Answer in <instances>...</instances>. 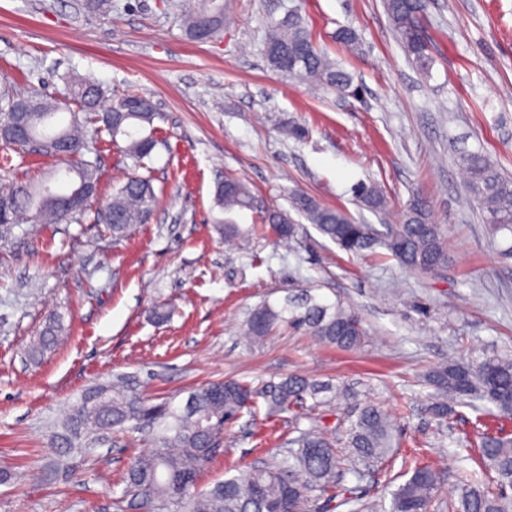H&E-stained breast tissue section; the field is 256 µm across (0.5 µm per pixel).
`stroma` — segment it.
Listing matches in <instances>:
<instances>
[{
  "mask_svg": "<svg viewBox=\"0 0 512 512\" xmlns=\"http://www.w3.org/2000/svg\"><path fill=\"white\" fill-rule=\"evenodd\" d=\"M82 0H0V88L53 94L68 74L92 77L105 103L126 93L156 102L157 146L148 163L158 199L147 223L114 242L93 214L71 224H24L0 243V512H116L132 454L149 442L113 433L59 458L50 439L91 385L136 375L148 395L184 405L208 381L261 382L298 374L349 386L392 413L402 454L441 473L440 500L477 465L456 453L475 413L441 426L425 410L423 376L452 358L512 355V260L500 257L476 205L463 204L460 149H483L512 175V0H423L434 63L421 73L398 44L383 0H224L230 22L201 43L186 36L179 0H113L104 18ZM299 9L317 47L359 86V97L273 70L261 53L271 22ZM353 29L359 46L337 40ZM99 150L104 205L136 170L106 133ZM246 181L257 210L290 209L303 190L356 221L392 222L413 193L431 203L453 243L447 272L424 279L382 248L351 256L296 216L295 237L230 245L215 227L214 188ZM375 183L387 214L356 200ZM314 289L357 310L365 345L343 350L282 327L258 345L248 313ZM173 314L156 322V305ZM63 339L38 359L28 351L50 322ZM346 408L311 418L244 414L199 485L275 461L277 440L317 424L339 427Z\"/></svg>",
  "mask_w": 512,
  "mask_h": 512,
  "instance_id": "obj_1",
  "label": "stroma"
}]
</instances>
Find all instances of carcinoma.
<instances>
[{
	"instance_id": "carcinoma-1",
	"label": "carcinoma",
	"mask_w": 512,
	"mask_h": 512,
	"mask_svg": "<svg viewBox=\"0 0 512 512\" xmlns=\"http://www.w3.org/2000/svg\"><path fill=\"white\" fill-rule=\"evenodd\" d=\"M396 39L423 73H429L432 56L422 26L421 0H384ZM90 15L112 11V0H83ZM224 0H190L184 10L186 35L204 41L224 29ZM263 54L276 71L296 75L303 81L339 92L351 90L352 78L332 64L313 42L301 17L289 13L266 33ZM64 98L78 111L63 117L62 103L38 91L6 89L0 95V143L27 151L34 145L42 154L58 158L60 166L42 182L20 179L10 172L0 174V239L11 236L23 221L68 224L81 219L97 197L99 156H86L84 140L87 117H94L99 130L112 141L121 137L124 152L139 167L157 145L153 127L158 115L151 98L126 94L116 106L101 110L104 91L89 77L65 79ZM459 164L466 174L467 199L482 211V220L492 235L512 236V177H506L482 151H463ZM356 198L375 212L387 210L388 201L375 184L360 183ZM255 195L236 177H226L215 191V205L230 213L252 210ZM157 202L152 178L130 175L113 191L104 208L96 213L112 237L120 240L138 224L148 220ZM291 207L304 215L316 230L348 255H359L375 245L384 247L406 270L436 277L449 264L448 225L434 221L428 201L416 194L401 212L398 222L379 231L361 224L341 209L324 207L313 196L296 191ZM263 223L281 240L296 233L290 214L269 210ZM226 239L248 241L261 232L256 224H220ZM279 324L305 331L316 341L353 350L362 347L368 332L358 314L340 302L327 304L307 290L280 307L264 304L253 309L245 321V335L252 342L270 336ZM62 331L60 324L43 329L31 348L41 355L54 348ZM435 394L427 412L445 422L455 406L475 396L493 404L496 411L476 416L477 448L486 471L496 474L495 485L464 481L456 497L448 501V512H512V435L491 430L486 418L512 413V357L490 356L476 368L456 362L435 367L429 377ZM342 389L301 375L257 385L239 379L217 380L190 392L184 406L170 401L154 402L125 376L89 388L72 406L55 436V447L83 451L105 435L131 429L149 430L153 448L132 457L123 476L124 489L118 508L145 506L150 512H309L315 495L339 505L354 503L343 495L338 472L341 458L337 448H346L351 471L361 472L389 459L397 448V434L390 414L381 406L358 405L355 418L341 437L318 426L299 431L288 443V453L270 465L238 471L210 488L198 487L207 465L224 451V432L243 413L258 403L267 415L300 414L306 401L313 406H331L344 398ZM410 476L390 492L388 512H431L440 472L428 465L408 461Z\"/></svg>"
}]
</instances>
